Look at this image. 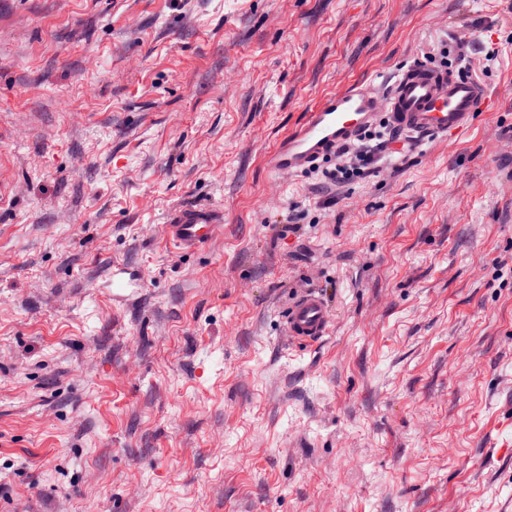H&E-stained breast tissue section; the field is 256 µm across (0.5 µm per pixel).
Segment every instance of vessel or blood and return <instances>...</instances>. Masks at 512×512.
Wrapping results in <instances>:
<instances>
[{
    "mask_svg": "<svg viewBox=\"0 0 512 512\" xmlns=\"http://www.w3.org/2000/svg\"><path fill=\"white\" fill-rule=\"evenodd\" d=\"M488 107L484 88L464 74L415 64L400 72L385 97L358 85L324 96L266 152L264 164L273 174L305 172L381 118L395 142L417 147L471 129L478 113ZM218 221L209 209L184 208L165 224V237L183 251L196 252L213 237ZM331 321L325 295L310 290L289 306L286 325L293 340L310 345L325 335Z\"/></svg>",
    "mask_w": 512,
    "mask_h": 512,
    "instance_id": "b4317fda",
    "label": "vessel or blood"
}]
</instances>
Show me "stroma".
Instances as JSON below:
<instances>
[{"label":"stroma","instance_id":"35a3bbf8","mask_svg":"<svg viewBox=\"0 0 512 512\" xmlns=\"http://www.w3.org/2000/svg\"><path fill=\"white\" fill-rule=\"evenodd\" d=\"M419 61L470 64L475 127L266 172ZM509 436L512 0H0V512H512ZM209 209L193 207L178 210L164 226L166 239L185 252L201 250L223 224ZM286 318L288 335L299 343L311 345L327 332L332 310L321 291L310 290L294 300Z\"/></svg>","mask_w":512,"mask_h":512}]
</instances>
